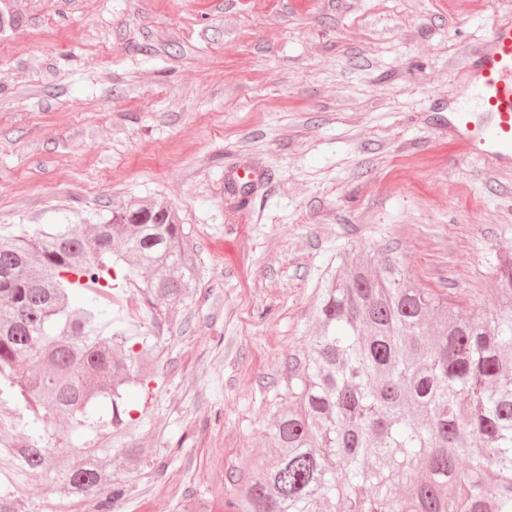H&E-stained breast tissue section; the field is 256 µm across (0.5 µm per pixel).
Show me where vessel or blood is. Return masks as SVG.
<instances>
[{
  "label": "vessel or blood",
  "instance_id": "b4317fda",
  "mask_svg": "<svg viewBox=\"0 0 512 512\" xmlns=\"http://www.w3.org/2000/svg\"><path fill=\"white\" fill-rule=\"evenodd\" d=\"M474 77L452 111L461 147L480 157H512V23L494 21L483 48L468 61ZM488 116L475 124L471 112Z\"/></svg>",
  "mask_w": 512,
  "mask_h": 512
}]
</instances>
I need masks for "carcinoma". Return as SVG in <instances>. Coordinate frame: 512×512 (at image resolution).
Returning <instances> with one entry per match:
<instances>
[{
  "instance_id": "obj_1",
  "label": "carcinoma",
  "mask_w": 512,
  "mask_h": 512,
  "mask_svg": "<svg viewBox=\"0 0 512 512\" xmlns=\"http://www.w3.org/2000/svg\"><path fill=\"white\" fill-rule=\"evenodd\" d=\"M148 302L190 295L195 260L176 212L136 201L88 232L58 224L0 237V378L36 417L65 415L88 439L56 472L74 499L120 512L150 448H116L130 390L154 378L147 337L112 329L116 269ZM494 308L415 287L387 251L341 260L324 282L303 362L259 467L224 477L229 512H512V253L494 265ZM61 447L20 463L48 472ZM493 492L483 491L487 479Z\"/></svg>"
}]
</instances>
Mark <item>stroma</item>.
Masks as SVG:
<instances>
[{
	"mask_svg": "<svg viewBox=\"0 0 512 512\" xmlns=\"http://www.w3.org/2000/svg\"><path fill=\"white\" fill-rule=\"evenodd\" d=\"M496 19L512 0H0V233L165 200L196 258L183 301L112 291L159 369L129 437L165 462L133 472L125 512H175L267 458L341 257L385 248L417 287L486 304L512 164L460 152L448 109ZM0 417L12 442L62 427L5 384ZM0 501L62 512L49 476L5 460Z\"/></svg>",
	"mask_w": 512,
	"mask_h": 512,
	"instance_id": "1",
	"label": "stroma"
}]
</instances>
